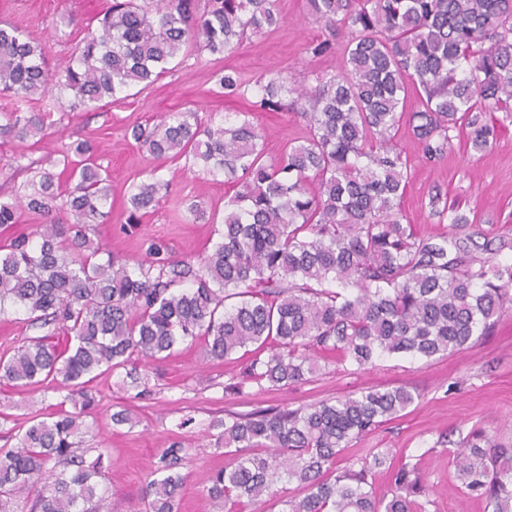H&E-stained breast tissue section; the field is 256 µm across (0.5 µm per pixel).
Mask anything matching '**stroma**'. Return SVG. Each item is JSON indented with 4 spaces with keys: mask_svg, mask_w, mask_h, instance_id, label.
<instances>
[{
    "mask_svg": "<svg viewBox=\"0 0 512 512\" xmlns=\"http://www.w3.org/2000/svg\"><path fill=\"white\" fill-rule=\"evenodd\" d=\"M105 5L106 0H0V21L27 31L54 64L70 54L85 25ZM278 6L285 18L279 29L250 37L221 60L207 64L188 60L153 88L112 106L76 113L69 123L50 129L39 144L2 145L0 166L22 152L34 160L61 145L91 141L112 180V212L98 227L109 249L134 261L156 242L174 258H198L212 231L205 218L223 214L228 185L187 171L183 161L155 160L134 144L127 129L189 107L233 122L244 103L218 94L214 72L219 68H233L250 83L270 70L288 74L335 70L338 54L315 55L309 50L329 33L310 15L308 0H278ZM252 121L265 137L269 162L278 161L288 142L306 133L305 120L291 110L257 112ZM397 144L408 161L403 209L421 231L439 235L448 230L430 213L429 197L434 193L473 218L474 230L512 225V124L502 128L491 150L475 153L458 137L447 157L434 164L423 160L410 128L401 129ZM152 175L170 181L169 194L139 223H126L129 186ZM192 203L204 211V220L190 221L187 207ZM240 371V361L207 359L198 341L177 346L166 359L147 367L153 388L148 399L129 400L118 386V375L108 371L98 375L92 382L99 401L91 418L93 433L78 452L90 462L97 449L108 451L99 512H137L158 450L174 442L189 448L191 455L180 512H217L204 489L213 472L228 462L223 450L214 446L215 424L225 415L296 408L387 385L407 387L416 396L414 404L358 442L350 457H360L371 448L390 449L394 463H420L428 486L427 512H484L482 503L461 489L453 452L475 426L512 444V309L488 336L429 362L385 357L365 368L346 370L329 359L308 381L272 391L242 383ZM55 401V393L43 387L0 389V448L12 446L16 424L44 413ZM124 408L139 417L137 426L113 424V412Z\"/></svg>",
    "mask_w": 512,
    "mask_h": 512,
    "instance_id": "1",
    "label": "stroma"
}]
</instances>
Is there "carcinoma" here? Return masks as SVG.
<instances>
[{
  "instance_id": "obj_1",
  "label": "carcinoma",
  "mask_w": 512,
  "mask_h": 512,
  "mask_svg": "<svg viewBox=\"0 0 512 512\" xmlns=\"http://www.w3.org/2000/svg\"><path fill=\"white\" fill-rule=\"evenodd\" d=\"M308 5L330 35L313 54L345 38L336 70L260 76L251 111L229 125L186 108L131 127L136 146L154 158L182 159L235 188L224 215L210 219L217 238L202 257L173 259L157 243L133 264L112 254L96 224L112 206L109 174L88 141L0 168L5 183L22 168L33 172L11 200H0V228L18 223L23 209L43 220L32 236L0 242V316L20 315L38 331L0 357V382H53L61 394L55 411L32 418L16 430L14 447L0 448V512H97L107 449L87 465L76 448L98 406L90 382L102 368L125 370L123 391L143 400L152 389L139 368L201 338L213 360L247 355L243 382L279 390L315 374L329 356L361 369L382 356L450 355L487 335L512 306V261L501 259L512 253V235L463 230L469 217L437 209L438 194L431 214L451 231L419 233L402 213L408 172L396 142L414 95L419 108L409 122L427 161L442 160L462 131L474 151L492 147L512 122V0ZM283 23L277 0H110L54 66L24 31L0 23V97L12 103L0 110V139L41 142L71 112L150 88L180 57L219 59ZM214 78L226 96L252 87L232 69ZM285 108L306 120L307 136L269 164L251 113ZM59 165L69 181L53 171ZM168 190L160 178L132 183L127 223ZM62 209L72 223L60 221ZM414 402L407 387L388 386L229 414L216 447L232 460L212 474L208 496L219 507L273 496L278 512H424L416 501L424 493L420 463L394 467L388 452L372 448L338 468L361 437ZM187 462L179 443L160 451L141 512H179ZM384 465L389 499L377 498L369 482ZM454 467L484 512H512L511 445L475 428Z\"/></svg>"
}]
</instances>
